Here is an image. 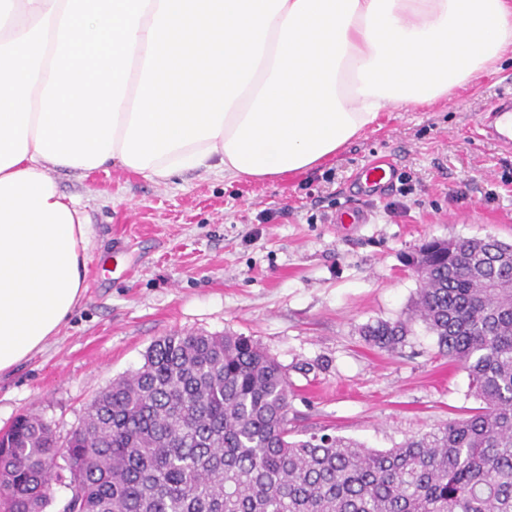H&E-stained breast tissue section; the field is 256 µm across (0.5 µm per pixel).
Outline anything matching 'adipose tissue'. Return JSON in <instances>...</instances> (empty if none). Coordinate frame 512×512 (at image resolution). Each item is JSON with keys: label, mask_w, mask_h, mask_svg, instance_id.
<instances>
[{"label": "adipose tissue", "mask_w": 512, "mask_h": 512, "mask_svg": "<svg viewBox=\"0 0 512 512\" xmlns=\"http://www.w3.org/2000/svg\"><path fill=\"white\" fill-rule=\"evenodd\" d=\"M49 34L30 94L24 160L0 170V373L44 346L85 289L91 226L82 202L48 176L35 149L41 94L56 52ZM147 51L138 32L109 161L122 159ZM512 53V0H287L262 59L218 137L143 169L272 180L311 169L378 123L388 107L430 105Z\"/></svg>", "instance_id": "obj_1"}]
</instances>
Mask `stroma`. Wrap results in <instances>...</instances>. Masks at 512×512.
<instances>
[{
	"label": "stroma",
	"mask_w": 512,
	"mask_h": 512,
	"mask_svg": "<svg viewBox=\"0 0 512 512\" xmlns=\"http://www.w3.org/2000/svg\"><path fill=\"white\" fill-rule=\"evenodd\" d=\"M508 93L511 57L448 100L384 113L325 163L268 181L49 168L92 224L86 289L56 336L0 374V429L32 412L66 434L175 331L255 340L287 370L301 438L323 429L381 450L468 416L478 402L467 373L412 317L421 281L410 259L431 238L512 243V188L501 182L512 152L475 134ZM384 155L410 193L396 186L367 202V223H333L358 202L353 174ZM406 318L397 350L363 336L368 324Z\"/></svg>",
	"instance_id": "obj_1"
}]
</instances>
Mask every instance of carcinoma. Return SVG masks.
<instances>
[{
	"instance_id": "cac0c4a2",
	"label": "carcinoma",
	"mask_w": 512,
	"mask_h": 512,
	"mask_svg": "<svg viewBox=\"0 0 512 512\" xmlns=\"http://www.w3.org/2000/svg\"><path fill=\"white\" fill-rule=\"evenodd\" d=\"M416 301L483 403L395 448L290 439L288 376L246 336L173 333L65 438L38 415L0 432V512H512V245L432 239ZM407 321L365 339L395 349Z\"/></svg>"
}]
</instances>
